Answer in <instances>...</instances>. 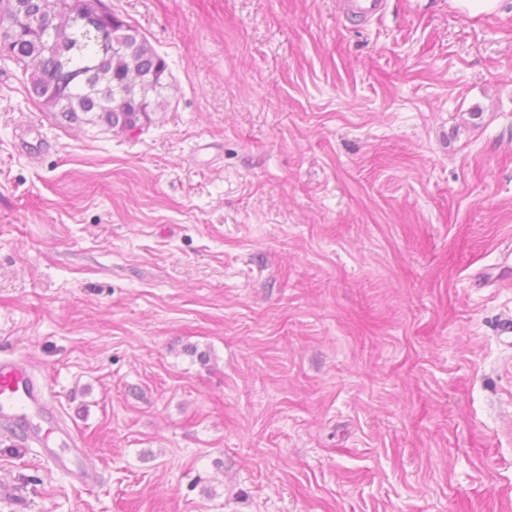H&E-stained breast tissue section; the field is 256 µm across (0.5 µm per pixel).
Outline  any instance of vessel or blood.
Listing matches in <instances>:
<instances>
[{
  "mask_svg": "<svg viewBox=\"0 0 512 512\" xmlns=\"http://www.w3.org/2000/svg\"><path fill=\"white\" fill-rule=\"evenodd\" d=\"M0 425L24 444L38 448L55 471L81 484L97 482L86 462L87 450L50 404L46 385L34 376L24 357H0Z\"/></svg>",
  "mask_w": 512,
  "mask_h": 512,
  "instance_id": "b4317fda",
  "label": "vessel or blood"
}]
</instances>
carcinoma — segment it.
Here are the masks:
<instances>
[{
	"label": "carcinoma",
	"instance_id": "cac0c4a2",
	"mask_svg": "<svg viewBox=\"0 0 512 512\" xmlns=\"http://www.w3.org/2000/svg\"><path fill=\"white\" fill-rule=\"evenodd\" d=\"M0 22V58L31 70L36 101L60 125L100 124L123 134L163 106L167 65L114 14L84 25L87 0H13Z\"/></svg>",
	"mask_w": 512,
	"mask_h": 512
}]
</instances>
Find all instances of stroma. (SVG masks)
Listing matches in <instances>:
<instances>
[{"label":"stroma","instance_id":"35a3bbf8","mask_svg":"<svg viewBox=\"0 0 512 512\" xmlns=\"http://www.w3.org/2000/svg\"><path fill=\"white\" fill-rule=\"evenodd\" d=\"M104 2L142 130L0 59V355L99 481L0 434V512H512V0ZM450 2L460 12L470 16L495 13L500 4V0H451Z\"/></svg>","mask_w":512,"mask_h":512}]
</instances>
